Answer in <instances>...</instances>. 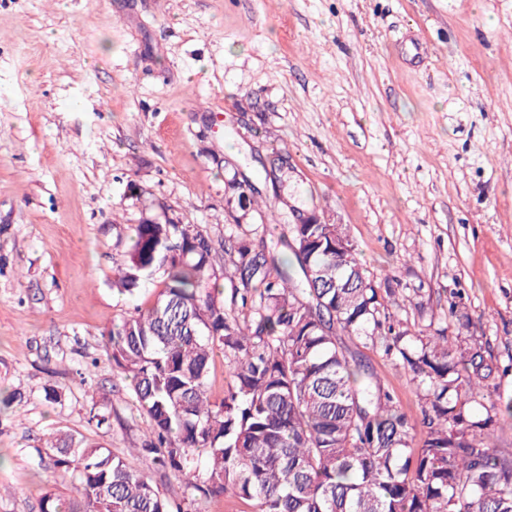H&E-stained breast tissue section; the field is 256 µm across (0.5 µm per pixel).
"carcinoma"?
<instances>
[{
    "label": "carcinoma",
    "instance_id": "carcinoma-1",
    "mask_svg": "<svg viewBox=\"0 0 512 512\" xmlns=\"http://www.w3.org/2000/svg\"><path fill=\"white\" fill-rule=\"evenodd\" d=\"M114 283L154 279V301L112 325L113 367L150 421L152 453L201 499L252 512H512V450H496L512 395L491 382L489 346L391 316L374 275L336 225L289 224L221 248L195 225L131 224ZM292 259L284 262L280 249ZM233 284L230 297L218 280ZM241 305V314L233 306ZM410 375L420 418L395 401L364 350ZM224 398L207 386L217 355ZM74 495L41 512H171L158 486L106 449L52 445Z\"/></svg>",
    "mask_w": 512,
    "mask_h": 512
}]
</instances>
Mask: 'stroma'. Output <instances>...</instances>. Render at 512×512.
<instances>
[{
    "label": "stroma",
    "mask_w": 512,
    "mask_h": 512,
    "mask_svg": "<svg viewBox=\"0 0 512 512\" xmlns=\"http://www.w3.org/2000/svg\"><path fill=\"white\" fill-rule=\"evenodd\" d=\"M237 171L262 195L246 215ZM296 208L342 225L398 319L467 314L512 390V0H0V512L70 498L57 438L183 501L130 453L147 418L104 351L158 291L113 288L117 227L220 242ZM368 356L418 415L407 371Z\"/></svg>",
    "instance_id": "1"
}]
</instances>
